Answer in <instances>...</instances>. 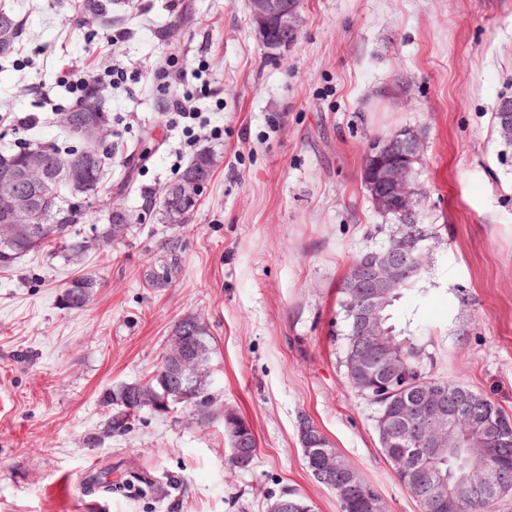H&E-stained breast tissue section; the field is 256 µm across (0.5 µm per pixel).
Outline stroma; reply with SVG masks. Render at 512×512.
Segmentation results:
<instances>
[{"mask_svg":"<svg viewBox=\"0 0 512 512\" xmlns=\"http://www.w3.org/2000/svg\"><path fill=\"white\" fill-rule=\"evenodd\" d=\"M75 0H0L24 24L0 62V152L63 142L57 111L82 95L76 74L105 88L112 179L137 145L152 150L133 190L102 194L88 223L118 205L140 224L75 266L43 252L0 270V512H89L84 475L178 480L161 497L109 492L101 512H268L286 490L315 512H340L306 467L309 420L379 493L386 512H421L379 450L375 410L341 365L339 286L362 252L382 246L389 218L362 182L373 140L409 130L423 145L414 178L420 223L439 241L423 291L395 306L397 325L429 342L434 376L512 416V145L493 128L512 98V0H303L295 45L260 50L246 0H114L108 24H82ZM173 87L199 117L170 125ZM209 184L187 223L145 217L197 154ZM179 235L178 273H146ZM102 279L86 307L63 308L69 280ZM213 337V409L251 427L257 453L226 465L224 420L143 408L130 431L103 436L106 401L156 370L186 316Z\"/></svg>","mask_w":512,"mask_h":512,"instance_id":"1","label":"stroma"}]
</instances>
